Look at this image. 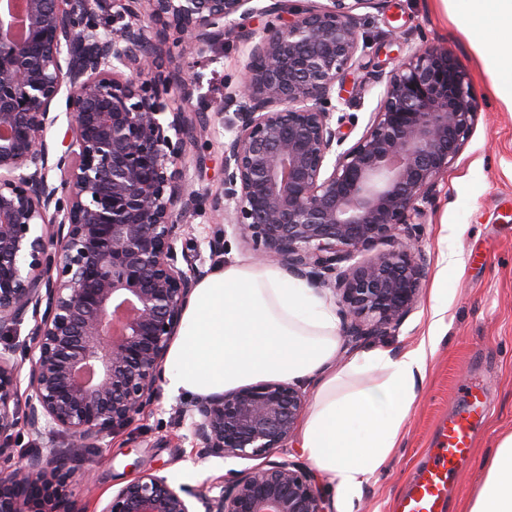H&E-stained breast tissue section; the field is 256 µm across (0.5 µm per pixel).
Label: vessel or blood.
<instances>
[{
  "label": "vessel or blood",
  "mask_w": 512,
  "mask_h": 512,
  "mask_svg": "<svg viewBox=\"0 0 512 512\" xmlns=\"http://www.w3.org/2000/svg\"><path fill=\"white\" fill-rule=\"evenodd\" d=\"M482 394L469 393L465 404L444 418L437 428L436 446L414 473L405 491L392 503L393 512H442L448 486L470 456L475 428L490 413Z\"/></svg>",
  "instance_id": "obj_1"
}]
</instances>
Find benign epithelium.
I'll return each mask as SVG.
<instances>
[{"label":"benign epithelium","mask_w":512,"mask_h":512,"mask_svg":"<svg viewBox=\"0 0 512 512\" xmlns=\"http://www.w3.org/2000/svg\"><path fill=\"white\" fill-rule=\"evenodd\" d=\"M0 8V336L35 325L25 421L37 438L95 448L152 405L169 347L201 278L196 246L177 247L196 212L186 154L207 119L187 107L197 82L161 89L170 45L204 57L252 16L290 13L288 0H22ZM374 0H328L260 33L224 142V215L260 262L335 296L346 345L390 335L417 308L419 248L440 177L478 121L466 71L448 50L413 49L394 67L379 108L349 148L353 124L331 106L367 48L353 11ZM115 28L100 30L97 11ZM183 103L167 113L165 95ZM66 98L64 150L46 134ZM60 171V184L49 172ZM55 214L48 215L49 210ZM384 245L370 257L365 251ZM54 249L47 260L48 248ZM0 351V458L17 424L20 365ZM307 404L298 387L261 381L196 402L205 457L260 459L287 450ZM102 512H325L307 468L283 460L234 473L218 495L171 484L152 465ZM56 456L0 468V512H79L78 476Z\"/></svg>","instance_id":"7a95c632"}]
</instances>
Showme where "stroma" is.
Returning a JSON list of instances; mask_svg holds the SVG:
<instances>
[{"label":"stroma","instance_id":"1","mask_svg":"<svg viewBox=\"0 0 512 512\" xmlns=\"http://www.w3.org/2000/svg\"><path fill=\"white\" fill-rule=\"evenodd\" d=\"M355 21L371 46L344 79L342 109L357 120L351 140L361 137L377 111L394 65L423 44L447 48L459 60L469 75L479 118L428 208L420 242L428 271L416 310L396 333L361 344L363 350L395 357L416 346L432 325L433 289H446L448 312L437 326L441 340L416 384L417 397L398 446L386 466L363 485L353 512H390V502L434 447L440 421L461 405L465 387L472 385L484 392L491 414L477 426L469 463L444 508L463 512L483 478L482 457L493 450L501 432L512 430V107L497 96L462 7L448 10L441 0H372L356 9ZM247 63L248 51L235 32L225 34L223 44L207 57L174 58L184 77L199 79L192 106L207 111L210 120L187 150L186 174L197 194V209L183 235L198 245L208 272L228 262L253 260L251 246L233 234L214 206L224 195L225 123L236 110L225 97L238 85ZM215 237L224 240L223 252L216 254L209 248ZM193 403V398L160 389L156 402L127 430L104 435L94 448L79 447L65 436L34 437L21 421L10 432L11 459L62 452L74 468L92 466V479L70 488L83 512H102L113 492L137 476L139 460L151 462L174 484L205 491L249 463L199 457L186 414Z\"/></svg>","mask_w":512,"mask_h":512}]
</instances>
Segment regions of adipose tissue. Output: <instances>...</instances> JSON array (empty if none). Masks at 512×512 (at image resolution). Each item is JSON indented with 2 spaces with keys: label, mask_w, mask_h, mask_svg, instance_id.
<instances>
[{
  "label": "adipose tissue",
  "mask_w": 512,
  "mask_h": 512,
  "mask_svg": "<svg viewBox=\"0 0 512 512\" xmlns=\"http://www.w3.org/2000/svg\"><path fill=\"white\" fill-rule=\"evenodd\" d=\"M481 61L501 99L512 105V0H461ZM336 314L314 288L290 281L277 265L229 263L202 278L169 348L167 389L198 398L274 378L310 382L315 399L301 429L308 460L335 493L354 503L362 486L388 462L427 367L425 344L399 357L361 352L337 364ZM383 372L354 389L352 377ZM483 479L465 512H512V431L481 460Z\"/></svg>",
  "instance_id": "ef3b65f1"
}]
</instances>
